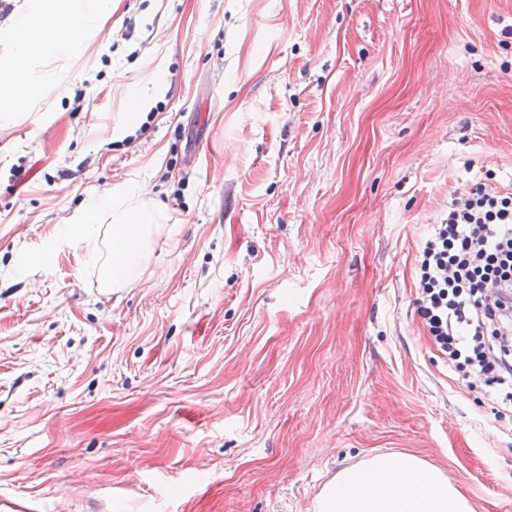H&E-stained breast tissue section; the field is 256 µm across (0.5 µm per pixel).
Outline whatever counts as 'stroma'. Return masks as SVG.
Here are the masks:
<instances>
[{
    "mask_svg": "<svg viewBox=\"0 0 512 512\" xmlns=\"http://www.w3.org/2000/svg\"><path fill=\"white\" fill-rule=\"evenodd\" d=\"M64 91L0 114V512H313L406 451L512 512V413L415 312L454 190L512 186V0H117ZM170 86L127 135L113 85ZM167 222L100 286L63 223ZM49 257H42V250ZM145 186L117 185L90 208L80 212L66 224L70 234L89 236L93 224H110L109 248L102 266L105 291L123 288L130 282V274L145 260L149 238L160 231L165 217L160 209L142 202L131 206L130 198L148 196Z\"/></svg>",
    "mask_w": 512,
    "mask_h": 512,
    "instance_id": "35a3bbf8",
    "label": "stroma"
}]
</instances>
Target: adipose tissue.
Masks as SVG:
<instances>
[{"label":"adipose tissue","mask_w":512,"mask_h":512,"mask_svg":"<svg viewBox=\"0 0 512 512\" xmlns=\"http://www.w3.org/2000/svg\"><path fill=\"white\" fill-rule=\"evenodd\" d=\"M112 0H19L7 20L0 22V112H26L61 90L52 58L81 54L102 31ZM37 80H30L33 66ZM168 84L159 65L146 63L143 87L126 90L125 110L139 121L150 105L149 91ZM144 186L117 185L71 220L68 231L87 235L90 227L109 223V248L102 266L104 290L125 287L130 274L145 260L149 238L165 222L161 210L130 199L147 197ZM314 512H479L477 504L438 466L414 453L369 456L336 472L315 498Z\"/></svg>","instance_id":"obj_1"}]
</instances>
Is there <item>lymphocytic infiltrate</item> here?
Listing matches in <instances>:
<instances>
[{
  "instance_id": "1",
  "label": "lymphocytic infiltrate",
  "mask_w": 512,
  "mask_h": 512,
  "mask_svg": "<svg viewBox=\"0 0 512 512\" xmlns=\"http://www.w3.org/2000/svg\"><path fill=\"white\" fill-rule=\"evenodd\" d=\"M416 313L451 372L512 412V191H453L419 248Z\"/></svg>"
}]
</instances>
